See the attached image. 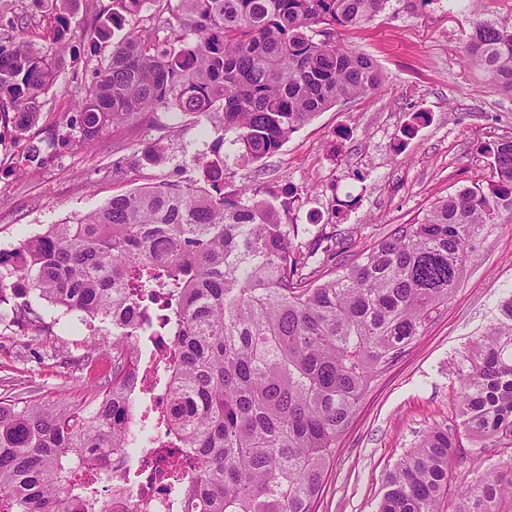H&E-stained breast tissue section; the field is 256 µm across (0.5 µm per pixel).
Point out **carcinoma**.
Returning <instances> with one entry per match:
<instances>
[{"label": "carcinoma", "mask_w": 512, "mask_h": 512, "mask_svg": "<svg viewBox=\"0 0 512 512\" xmlns=\"http://www.w3.org/2000/svg\"><path fill=\"white\" fill-rule=\"evenodd\" d=\"M40 2L44 44L20 33L0 46V122L29 163L43 152L29 135L40 100L74 36L75 0ZM145 2L111 0L81 31L93 43L124 34L67 125L92 146L147 112H180L235 151L191 157L211 192L187 180L134 189L0 252V304L13 297L25 312L44 301L112 356L91 407L0 397V512H114L138 469L116 476L108 460L134 430L152 447L186 449L191 473L167 489L180 512H318L339 439L373 384L448 304L480 243L512 221V140L484 146L490 179L338 264L337 238L297 241L296 190L268 199L259 184L226 192L219 181L227 159L270 157L317 113L383 85L377 63L336 44V30L371 22L389 0H156L162 40L139 29ZM464 54L512 96V26L478 17ZM165 161L158 139L132 165ZM501 311L466 357L453 425L401 460L377 512H439L464 435L512 448V295ZM155 347L160 412L135 378ZM508 471L463 493L455 512H512Z\"/></svg>", "instance_id": "1"}]
</instances>
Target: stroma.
Returning a JSON list of instances; mask_svg holds the SVG:
<instances>
[{"label":"stroma","instance_id":"obj_1","mask_svg":"<svg viewBox=\"0 0 512 512\" xmlns=\"http://www.w3.org/2000/svg\"><path fill=\"white\" fill-rule=\"evenodd\" d=\"M473 19L471 0H389L370 23L337 32V42L376 60L385 84L318 113L273 156L227 163L225 190L298 188L299 241L333 233L352 255L395 225L421 219L437 199L490 176L482 148L512 140V96L466 60ZM111 49L108 42L78 43L31 130L45 148L27 173L19 171L21 142L0 123V250L113 195L197 178L190 159L210 153L215 135L190 116L148 113L137 124L114 126L90 148L67 129L75 95ZM418 112L428 113V122L416 123ZM158 138L168 147L166 163L131 166L135 151ZM116 165L122 177H113ZM511 294L512 223L481 244L447 306L375 384L340 441L318 512H377L387 473L424 432L451 422L463 360ZM33 309L26 319L0 305V391L82 402L110 376V358L91 350L84 325L43 303ZM461 457L443 512H454L461 490L505 470L512 450L467 439Z\"/></svg>","mask_w":512,"mask_h":512}]
</instances>
